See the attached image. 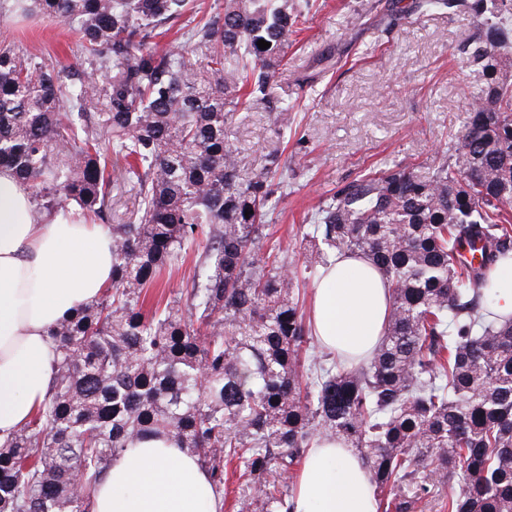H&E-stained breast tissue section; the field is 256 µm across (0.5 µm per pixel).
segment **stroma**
Segmentation results:
<instances>
[{
    "label": "stroma",
    "mask_w": 512,
    "mask_h": 512,
    "mask_svg": "<svg viewBox=\"0 0 512 512\" xmlns=\"http://www.w3.org/2000/svg\"><path fill=\"white\" fill-rule=\"evenodd\" d=\"M417 0H295L307 21L288 63L276 73L274 99L294 100L288 137L299 165L273 215L287 238L314 207L358 175L401 164L425 170L448 138L464 131L481 71L467 66L477 31L472 14L422 10ZM68 27L38 18L0 17V41L72 63ZM251 179L275 137L269 106L241 107L232 127Z\"/></svg>",
    "instance_id": "35a3bbf8"
}]
</instances>
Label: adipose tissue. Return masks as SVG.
Returning a JSON list of instances; mask_svg holds the SVG:
<instances>
[{
  "instance_id": "ef3b65f1",
  "label": "adipose tissue",
  "mask_w": 512,
  "mask_h": 512,
  "mask_svg": "<svg viewBox=\"0 0 512 512\" xmlns=\"http://www.w3.org/2000/svg\"><path fill=\"white\" fill-rule=\"evenodd\" d=\"M31 191L0 169V436L23 427L40 406L57 361L50 329L96 300L112 281V229L73 212L33 220ZM389 302L386 280L366 260L341 259L314 286L320 344L367 358L380 344ZM294 512H377L363 459L323 439L297 474ZM198 458L164 437L132 444L113 461L91 512H218Z\"/></svg>"
}]
</instances>
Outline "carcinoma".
<instances>
[{"label": "carcinoma", "instance_id": "obj_1", "mask_svg": "<svg viewBox=\"0 0 512 512\" xmlns=\"http://www.w3.org/2000/svg\"><path fill=\"white\" fill-rule=\"evenodd\" d=\"M497 21L467 63L485 86L429 171L396 165L339 187L300 235L269 223L288 189L294 105L270 111L267 165L239 179V107L268 100L298 36L293 0H0V15L64 22L59 62L0 45V166L39 220L73 206L112 215V157L138 208L112 225V283L50 330L58 363L31 420L0 438V512H89L112 462L167 436L237 476V512H290L294 471L317 438L356 448L380 512H412L457 484L444 512H512V315L493 269L512 261V0H420ZM271 43L266 49L257 42ZM251 215H245L246 211ZM194 255L190 287L156 296ZM346 254L386 277L385 336L366 361L319 349L301 287Z\"/></svg>", "mask_w": 512, "mask_h": 512}]
</instances>
